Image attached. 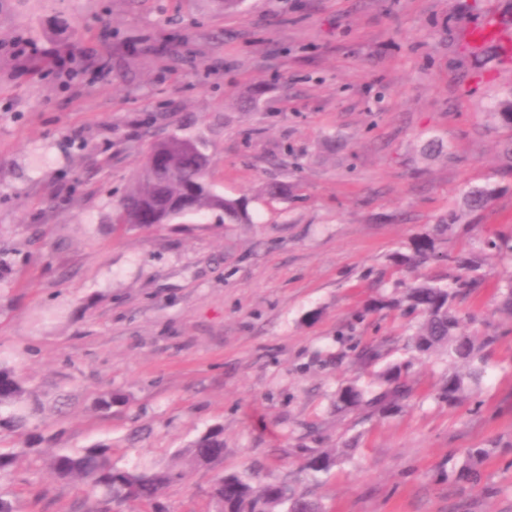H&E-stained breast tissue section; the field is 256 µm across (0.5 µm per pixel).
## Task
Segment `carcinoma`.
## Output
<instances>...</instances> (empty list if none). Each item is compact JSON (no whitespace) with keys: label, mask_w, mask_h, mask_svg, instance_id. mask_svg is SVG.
<instances>
[{"label":"carcinoma","mask_w":512,"mask_h":512,"mask_svg":"<svg viewBox=\"0 0 512 512\" xmlns=\"http://www.w3.org/2000/svg\"><path fill=\"white\" fill-rule=\"evenodd\" d=\"M490 120L512 127V86L502 89L487 112ZM151 151L161 159L156 164L145 162L133 188L122 198L114 223L138 228L156 224H172L185 216L173 203L190 199L192 211H220L224 220L233 224L250 223L248 200L226 199L216 202V193L208 179V165L201 162L195 147L171 136L156 142ZM497 194L492 183L472 186L448 214L437 218L430 229L410 243L405 251L389 256L397 268L415 269L433 262H446L457 274L443 281L437 277L417 279L409 284L393 283L395 295L372 301L367 311L375 312L397 307L403 313L416 314L420 321L413 327L404 347L414 352L443 351L453 371L437 392L440 400L456 405L467 399L486 372V349L497 340L495 335L469 336L461 327L456 305L475 293L483 284L480 274L481 257L461 248H445L457 228L468 216L484 211ZM482 250L496 253L507 262L508 271L500 287V310L512 318V229L502 231L483 241ZM389 348L384 343L366 347L354 355V360L372 366L386 357ZM411 363H393L376 374L379 391L372 397L355 386H346L337 393L336 409L363 410L376 408L382 412L399 407L412 396V387L403 371ZM43 412V405L29 389L16 367L0 358V433L26 432L22 446L0 452V473L16 466L18 461L37 450L45 441L42 434L30 431V425ZM488 448H472L460 476L468 481L481 479L479 465L489 456ZM224 457V437L213 428L193 441L182 453V468L147 469L137 465L117 467L112 462V445L97 443L78 451H57L47 457V466L60 481H80L96 498L95 512H112V507L127 503L156 504L163 490L186 478L188 472L218 462ZM336 463V455L320 453L309 457L305 468L320 473ZM211 499L223 503L222 512H321L319 505L309 500L288 479H273L259 484L248 473L220 474L211 486Z\"/></svg>","instance_id":"carcinoma-1"}]
</instances>
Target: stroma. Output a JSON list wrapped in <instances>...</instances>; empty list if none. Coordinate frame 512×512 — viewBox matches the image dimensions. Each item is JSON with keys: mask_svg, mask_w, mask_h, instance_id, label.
<instances>
[{"mask_svg": "<svg viewBox=\"0 0 512 512\" xmlns=\"http://www.w3.org/2000/svg\"><path fill=\"white\" fill-rule=\"evenodd\" d=\"M490 12L512 37V0H243L226 14L211 0H0V355L46 403L69 398L0 476L18 512H92L81 482L46 468L56 450L107 441L116 466L176 467L215 427L219 467L171 484L163 512H211L219 469L288 476L324 512H512V319L496 310L495 257L460 307L466 331L499 336L468 399L437 400L445 355L397 349L411 406L333 407L372 380L355 351L417 322L362 312L388 255L487 181L499 192L458 243L512 225L498 173L512 128L486 117L512 61L469 46ZM171 134L205 144L215 191L249 198L251 223L113 224ZM430 141L446 153L427 162ZM272 181L287 197L261 195ZM352 440L330 471L303 470ZM488 447L480 481L458 479L468 449Z\"/></svg>", "mask_w": 512, "mask_h": 512, "instance_id": "stroma-1", "label": "stroma"}]
</instances>
